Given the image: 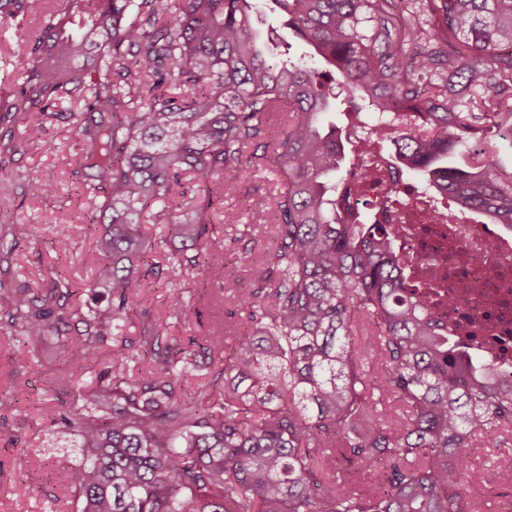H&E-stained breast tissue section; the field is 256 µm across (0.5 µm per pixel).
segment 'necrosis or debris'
<instances>
[{"instance_id": "1", "label": "necrosis or debris", "mask_w": 512, "mask_h": 512, "mask_svg": "<svg viewBox=\"0 0 512 512\" xmlns=\"http://www.w3.org/2000/svg\"><path fill=\"white\" fill-rule=\"evenodd\" d=\"M392 186L402 196L398 210L388 215L404 229L398 254L414 281L445 290L446 299L434 300L432 309L449 339L512 372V228L489 223L461 200L401 178L362 180L357 197L375 201ZM429 203L436 217L424 223L419 213ZM463 253L472 255V262H461ZM461 291L466 303H451Z\"/></svg>"}]
</instances>
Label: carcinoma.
Returning a JSON list of instances; mask_svg holds the SVG:
<instances>
[{
	"label": "carcinoma",
	"mask_w": 512,
	"mask_h": 512,
	"mask_svg": "<svg viewBox=\"0 0 512 512\" xmlns=\"http://www.w3.org/2000/svg\"><path fill=\"white\" fill-rule=\"evenodd\" d=\"M34 0H0V18L20 22ZM307 46L309 62L271 63L253 24L258 0H55L10 88L0 87V158L40 136L29 114L78 99L82 147L74 174L92 200L87 226L99 267L77 287L54 279L43 293L14 291L8 322L22 336H65L69 299L99 289L112 307L90 309L69 358L70 405L53 422L83 438L80 464L65 471L80 512H461V473L491 488L494 469L469 470L475 438L494 448L512 439V375L456 349L398 255V224L343 206L341 196L376 174L372 158H394L430 186L461 199L495 224L512 225V174L497 152L460 146L478 134L512 141V0H275ZM357 115L372 100L396 117L353 141L319 118L336 100ZM288 131L265 143L262 163L277 176L262 281L242 291L218 248L224 195L246 171L243 156L269 117ZM200 184L185 199L181 176ZM171 226L192 253L153 262L139 222ZM18 241L28 224L0 214ZM188 271L218 287L243 312L234 359L223 329L180 347L148 313L139 344L112 354L107 381L91 391L79 373L133 314L147 276ZM172 315L199 309L174 295ZM235 371L240 384L185 389L188 374ZM400 403L405 418L383 405ZM349 480L369 484L348 492Z\"/></svg>",
	"instance_id": "obj_1"
}]
</instances>
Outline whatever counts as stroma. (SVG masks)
<instances>
[{
	"mask_svg": "<svg viewBox=\"0 0 512 512\" xmlns=\"http://www.w3.org/2000/svg\"><path fill=\"white\" fill-rule=\"evenodd\" d=\"M51 0H36L23 25L0 21V81L11 83L25 63V50L31 30L38 24ZM79 103L61 106L59 115L44 118L40 137L28 145L22 156L7 161L0 171V211H7L13 222L32 227L29 239L19 241L7 262L0 264V313L10 306L14 289L49 287L56 274L63 273L75 283L91 279L96 270L95 238L86 226L90 202L73 174L74 157L79 150L72 112ZM24 173V180L13 179V171ZM48 183L52 192H39ZM277 192L275 175L267 170L247 173L232 193L224 198L222 237L225 264L244 280L253 279L267 251L264 240H257L251 253H244L242 241L253 226L269 217ZM70 228L68 251L54 246L55 228ZM181 290L202 312L200 321L181 323L171 329L174 343L187 345L190 337L216 326H223L225 344L238 343L233 326L222 325L215 301V287L189 279H159L143 291L138 308L150 311L159 320H168L174 290ZM67 350L54 336L31 341L11 335L0 322V368L18 369L20 379L11 387H0V512H75L76 502L62 482L64 467L81 458L80 435L59 441L52 422L54 413L66 402L60 393V380L66 374ZM15 447H8V440ZM471 468H496L501 478L493 489L466 488L463 512H502L512 501V456L475 440L470 450ZM29 482L32 492H16L20 482Z\"/></svg>",
	"mask_w": 512,
	"mask_h": 512,
	"instance_id": "35a3bbf8",
	"label": "stroma"
}]
</instances>
